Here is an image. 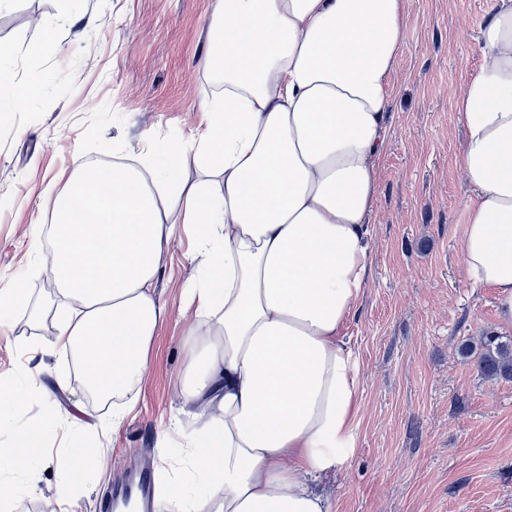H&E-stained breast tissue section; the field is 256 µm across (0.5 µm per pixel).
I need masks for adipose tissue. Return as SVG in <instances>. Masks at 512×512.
Returning <instances> with one entry per match:
<instances>
[{
  "instance_id": "obj_1",
  "label": "adipose tissue",
  "mask_w": 512,
  "mask_h": 512,
  "mask_svg": "<svg viewBox=\"0 0 512 512\" xmlns=\"http://www.w3.org/2000/svg\"><path fill=\"white\" fill-rule=\"evenodd\" d=\"M407 0H215L204 66L221 92L208 130L168 164L216 179L170 187L152 157L87 168L52 201L40 259L69 300L56 344L101 393L143 382L169 312L156 294L177 228L193 225L204 278L183 337L181 469L158 512H331L312 483L353 448L359 375L345 325L369 275L378 162ZM481 62L455 104L466 131L465 274L512 322V0L479 31ZM69 411L16 435L79 428Z\"/></svg>"
}]
</instances>
